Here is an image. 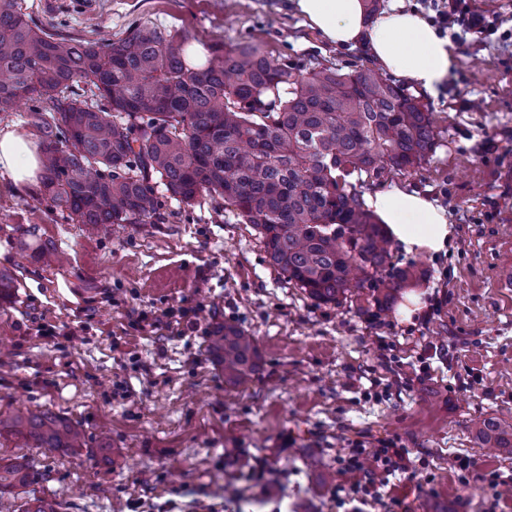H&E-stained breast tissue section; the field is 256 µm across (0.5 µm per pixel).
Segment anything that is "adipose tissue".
Wrapping results in <instances>:
<instances>
[{
	"label": "adipose tissue",
	"mask_w": 512,
	"mask_h": 512,
	"mask_svg": "<svg viewBox=\"0 0 512 512\" xmlns=\"http://www.w3.org/2000/svg\"><path fill=\"white\" fill-rule=\"evenodd\" d=\"M294 11L325 40L339 46L368 45L379 68L412 81L434 94L457 66L449 38L398 0L376 17H368L365 0H291ZM41 167L33 135L0 129V175L19 188L32 184ZM377 214L405 254L445 251L452 230L445 210L414 190L398 187L367 195Z\"/></svg>",
	"instance_id": "obj_1"
}]
</instances>
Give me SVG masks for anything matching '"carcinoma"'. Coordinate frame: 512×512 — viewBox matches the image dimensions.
I'll return each instance as SVG.
<instances>
[{
  "label": "carcinoma",
  "mask_w": 512,
  "mask_h": 512,
  "mask_svg": "<svg viewBox=\"0 0 512 512\" xmlns=\"http://www.w3.org/2000/svg\"><path fill=\"white\" fill-rule=\"evenodd\" d=\"M183 36L138 24L116 41L67 39L33 26L24 0H0V112L32 103L45 195L84 224H153L159 188L186 205L203 196L230 208L263 239L272 265L314 300L369 290L378 306L417 276L390 265L383 225L348 177L386 165L415 168L434 148L431 115L371 69L301 72L259 47L213 48L203 66L181 55ZM207 351L224 383L246 387L257 341L226 323ZM482 445L512 448L493 417L472 420ZM76 451L84 430L50 409L0 416V436ZM34 463L0 458V492L26 486ZM33 498L23 512H58Z\"/></svg>",
  "instance_id": "cac0c4a2"
}]
</instances>
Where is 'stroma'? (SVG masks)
Returning <instances> with one entry per match:
<instances>
[{"label":"stroma","mask_w":512,"mask_h":512,"mask_svg":"<svg viewBox=\"0 0 512 512\" xmlns=\"http://www.w3.org/2000/svg\"><path fill=\"white\" fill-rule=\"evenodd\" d=\"M37 26L92 40L148 22L189 41L260 45L301 70L370 66L366 49L336 46L289 0H26ZM488 31L455 42L459 63L430 95L403 82L432 114L435 147L413 169L354 178L359 194L391 186L436 200L453 229L447 253L420 266V316L366 298L320 303L274 267L253 225L204 200L159 195L153 224L95 227L46 199L41 183L0 177V412L48 408L78 422L89 448L63 452L0 437V458L36 461L31 482L0 494V512L32 497L61 512H350L337 485L352 448L393 439L410 469L388 499L362 512H486L476 459L512 474V456L480 447L469 423L512 424V0H466ZM184 307L195 323L174 318ZM160 322L140 327L141 314ZM224 322L257 340L260 369L225 386L206 351ZM112 447L91 454L101 436ZM235 495H225L224 483Z\"/></svg>","instance_id":"stroma-1"}]
</instances>
